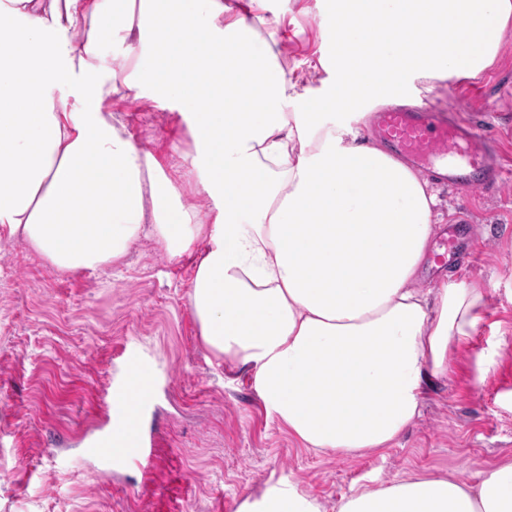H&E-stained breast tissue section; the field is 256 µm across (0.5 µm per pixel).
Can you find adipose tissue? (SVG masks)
I'll use <instances>...</instances> for the list:
<instances>
[{"instance_id":"ef3b65f1","label":"adipose tissue","mask_w":512,"mask_h":512,"mask_svg":"<svg viewBox=\"0 0 512 512\" xmlns=\"http://www.w3.org/2000/svg\"><path fill=\"white\" fill-rule=\"evenodd\" d=\"M224 0H0V240L65 271L120 265L152 238L174 256L204 238L190 304L206 349L254 376L304 447L384 450L420 415L486 293L444 276L419 287L435 234L429 181L364 134L367 101L415 79L490 67L512 0H338L336 75L294 94L255 15ZM120 35L124 77L97 62ZM66 88L54 98L52 87ZM146 91L177 110L191 174L213 203L199 224L181 189L104 112ZM272 485L240 512H321ZM337 512H512V463L478 482L404 478Z\"/></svg>"}]
</instances>
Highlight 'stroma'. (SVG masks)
Listing matches in <instances>:
<instances>
[{"instance_id":"obj_1","label":"stroma","mask_w":512,"mask_h":512,"mask_svg":"<svg viewBox=\"0 0 512 512\" xmlns=\"http://www.w3.org/2000/svg\"><path fill=\"white\" fill-rule=\"evenodd\" d=\"M276 53L318 94L336 71V0H266ZM512 25L492 66L475 77L413 81L414 103L433 102L482 125L512 169ZM135 143L177 182L196 222L212 221L184 161L191 140L178 112L148 97H113ZM439 228L420 278L438 269L484 285L487 305L474 336L448 357V375L398 441L361 457L304 448L269 414L249 372L206 350L189 302L207 246L174 257L149 238L119 267L58 271L21 241H0V512H239L246 498L294 483L324 512L359 486L407 476L453 475L473 483L512 461V179L461 191L440 182ZM471 223L466 250L447 255L448 225ZM152 367L146 424L157 436L152 468L91 452L105 393L129 373L126 356Z\"/></svg>"}]
</instances>
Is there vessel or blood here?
I'll use <instances>...</instances> for the list:
<instances>
[{"label": "vessel or blood", "mask_w": 512, "mask_h": 512, "mask_svg": "<svg viewBox=\"0 0 512 512\" xmlns=\"http://www.w3.org/2000/svg\"><path fill=\"white\" fill-rule=\"evenodd\" d=\"M375 132L392 153L417 166H432L435 176L454 188L468 191L501 182L507 170L497 155L493 141L479 126L457 119L446 110L430 104L414 108L390 105L376 112ZM132 404L124 419L107 418L108 432L101 440L104 448L150 468L155 457L156 436L139 430L137 447H125L114 438L113 428L120 422H139L141 402L131 389H124Z\"/></svg>", "instance_id": "obj_1"}]
</instances>
